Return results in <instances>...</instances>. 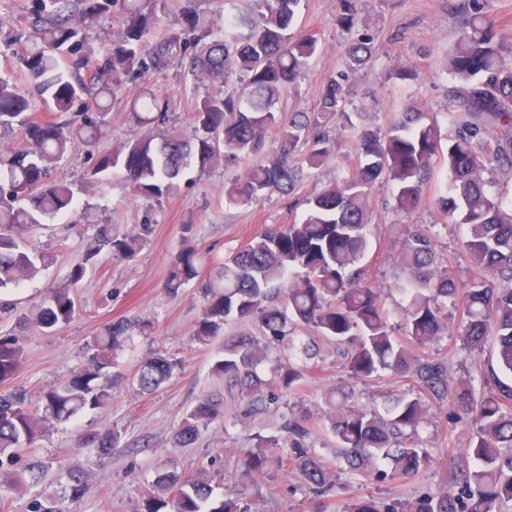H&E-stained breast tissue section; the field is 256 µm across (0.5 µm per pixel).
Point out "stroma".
<instances>
[{
  "label": "stroma",
  "instance_id": "obj_1",
  "mask_svg": "<svg viewBox=\"0 0 512 512\" xmlns=\"http://www.w3.org/2000/svg\"><path fill=\"white\" fill-rule=\"evenodd\" d=\"M452 2L361 0L360 30L374 36L376 54L368 66L348 74L347 102L355 124L387 128L396 113L414 102L437 122L442 136H454L456 127L448 115L446 97L451 78L444 69L457 38L450 14ZM27 5L28 0H0V72H12L23 93L30 89L19 62L32 35L26 20ZM339 9L340 0H305L297 26L317 37L319 51L290 90L287 107H313L325 79L343 69L352 35L336 24ZM405 67L416 70L419 80H396V72ZM154 82L171 102L168 122L153 129L157 139L172 127L191 132L197 98L216 88L208 79L194 86L184 85L172 70L155 77ZM330 139L333 162L304 170L293 196L273 193L259 202L239 205L226 203L224 186L244 175L241 164L221 162L203 172L188 171L180 179L178 191L158 202L134 199L121 174H113L102 183L90 179L87 172L94 163L93 152L82 145H75L56 166L54 178L73 185L77 210L26 231L29 244L53 252L56 261L42 277L16 292L15 298L21 304L39 300L47 286L62 283L71 266L82 258L91 235L82 219L83 209H91L124 232L141 224L153 225L154 231L135 261L106 257L89 272L78 290L79 312L56 334L19 331L15 318H0V333L15 332L26 357L16 385L24 387L32 400H39L46 388L83 363L85 345L104 324L134 315L150 318L155 329L152 337L135 338L120 358L122 368H132L156 347L182 361L181 371L154 393L142 394L134 387H126L116 393L106 413H85L65 425L47 424L40 455L49 463L50 473L39 492L61 501L63 512H135L154 478L155 467L162 464L187 470L218 469L224 475L225 487L234 488L238 483L236 460L253 447L254 433H279L293 407L304 409L319 422L311 441L319 448L321 460L327 466H335V441L328 425L334 414L337 388L353 389L352 404L360 408L380 407L384 395L405 389V381L389 375L354 383L340 346L324 343L299 390L284 394L281 405L249 414L238 396L228 393L224 396L225 422L202 430L193 447L179 448L172 441L173 428L197 398L221 389L210 374L215 348H199L190 341L201 309L195 286H187L175 297L163 288L170 260L182 245L183 225L193 224V244L219 259L245 245L264 228L299 219L301 200L333 183L338 166H348L353 161V141L347 131L332 129ZM444 177L443 171H436L434 182L428 183L425 190L424 203L409 215L396 209L385 188H376L371 197L373 248L366 268L390 310H398L403 302L396 287L401 275L397 256L402 238L412 230L420 228L433 235L453 276L459 280L468 277V265L459 249L462 231L448 224L434 204L436 183ZM458 322V315L449 316L447 329L425 349L426 354L447 363L448 380L454 385L477 382L481 372L496 363L494 342H487L483 352L473 357L463 350L457 338ZM427 406L429 422L423 437L433 448L435 460L415 477L378 482L361 481L342 473L334 491L318 499L306 491L300 478L278 472L263 481L261 489H248L252 512H347L352 500L359 496L372 497L385 505L448 485L452 479L449 462L463 448L470 421L451 415L447 404L431 400ZM103 424L117 425L123 440L110 459L99 463L88 449L78 447L77 439L84 431ZM69 469L84 470L88 476V492L78 502L65 498L64 473Z\"/></svg>",
  "mask_w": 512,
  "mask_h": 512
}]
</instances>
